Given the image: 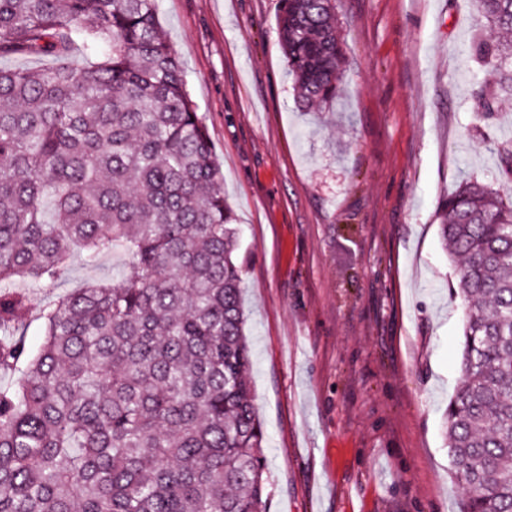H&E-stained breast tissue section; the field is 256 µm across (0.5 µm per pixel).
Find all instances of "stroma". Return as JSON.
Wrapping results in <instances>:
<instances>
[{
	"instance_id": "1",
	"label": "stroma",
	"mask_w": 512,
	"mask_h": 512,
	"mask_svg": "<svg viewBox=\"0 0 512 512\" xmlns=\"http://www.w3.org/2000/svg\"><path fill=\"white\" fill-rule=\"evenodd\" d=\"M242 229L236 259L266 432L267 512H461L445 410L463 302L439 207L476 176L502 195L512 100L471 47L473 0H336L345 59L319 112L296 101L281 0H158ZM73 256L37 303L111 281Z\"/></svg>"
}]
</instances>
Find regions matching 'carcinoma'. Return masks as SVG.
<instances>
[{"label":"carcinoma","instance_id":"1","mask_svg":"<svg viewBox=\"0 0 512 512\" xmlns=\"http://www.w3.org/2000/svg\"><path fill=\"white\" fill-rule=\"evenodd\" d=\"M474 2L491 117L512 96V0ZM277 30L298 103L334 100L336 0H283ZM76 44L105 60L75 65ZM13 55L54 64L0 69V512H266L239 225L157 0H0ZM440 221L466 305L448 454L463 512H512V197L468 178ZM76 244L126 271L40 308L34 350L15 282H56Z\"/></svg>","mask_w":512,"mask_h":512}]
</instances>
